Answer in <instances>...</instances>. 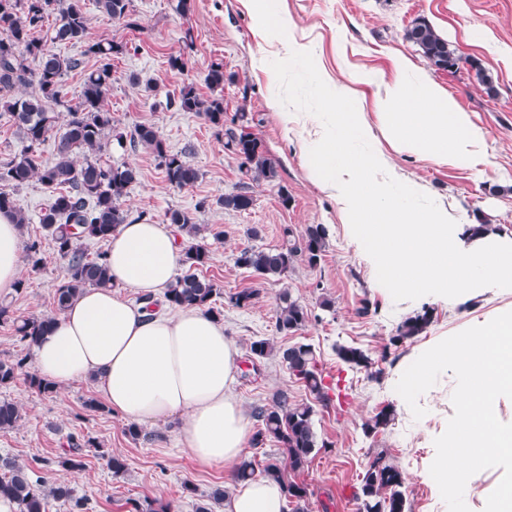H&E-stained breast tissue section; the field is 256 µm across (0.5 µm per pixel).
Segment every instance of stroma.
<instances>
[{
	"label": "stroma",
	"instance_id": "1",
	"mask_svg": "<svg viewBox=\"0 0 512 512\" xmlns=\"http://www.w3.org/2000/svg\"><path fill=\"white\" fill-rule=\"evenodd\" d=\"M292 26L286 40L266 42L258 21L241 0H132L130 20L102 16L95 0H85L87 38L123 44V54L112 60V88L107 104L120 131L135 125H153L169 151L192 146L189 162L201 177L193 186H171L152 153L108 140L101 157L112 166L137 168V181L128 188L122 207L130 216L145 215L152 224L165 223L172 209L193 210L204 197L218 196L248 186L254 203L237 212L212 206L199 212L201 234L210 238L211 261L201 268L223 290L217 306L224 334L238 350L240 371L234 394L245 412L271 403L274 393L288 392L291 400L308 401L309 393L279 357L271 356L248 366L249 344L264 337L287 347L312 345L318 368L329 393L327 405L317 406L318 436L333 447L320 451L297 476L310 491V512H358L355 492L359 477L376 457L399 468L404 478L407 512H448L434 485L422 477L434 437L453 412V376L439 378L426 415L414 419L391 387L395 374L416 354L469 326L512 310V294L483 295L461 304L433 301V321L421 336L399 346L390 339L397 325L414 310L391 299L378 287L372 270L351 245L338 206L330 192L313 182L306 161L316 149L307 134L287 131L270 106L271 79L313 92L312 72L323 68L351 91L355 105L374 113L398 62H408L449 94L461 111L486 132L485 164L465 166L394 154L400 178L415 182L449 215L491 224L495 232L512 237V0H280ZM426 18L438 34L452 44L462 61L456 72L430 66L405 30L416 18ZM307 47V55L287 58L285 41ZM265 55L266 70L254 59ZM183 57L185 70L169 65ZM478 59L492 75L496 87L487 94L471 70ZM224 66V111L239 116L247 132L259 139L276 169L273 179H253L242 160L228 151L224 137L194 112L166 107V95L194 84L202 97L211 91L205 76L212 64ZM17 209L29 222L23 239L40 238L41 271L24 269V287L4 299L14 315H50L54 293L67 275V262L45 239L39 222L49 196L38 181L12 193ZM328 230L327 248L314 267L297 262L279 279H263L238 267V253L254 245L275 248L283 243V227L302 234L307 225ZM257 228L258 236L247 233ZM255 288L259 296L246 309L229 304L228 294ZM290 293L308 310L311 319L294 335L277 328L282 293ZM334 301L331 310L320 307L322 298ZM369 313H362V306ZM353 345L373 360L375 371L348 368L336 356L335 345ZM90 383L78 382L44 395L24 380L0 387V400L17 403L24 419L19 427L0 432V456H10L34 468L47 484L64 483L87 497L92 512H124L126 500H162L175 512H196L211 492L226 486L223 469L199 465L178 443L181 419L167 423H141L139 438L125 432L126 420L112 412H93L84 406L96 396ZM393 407L394 421L376 434L365 435L364 424L384 407ZM85 447L83 466L75 471L57 461L72 443ZM121 455L127 470L113 476L107 453ZM195 494H187L184 483Z\"/></svg>",
	"mask_w": 512,
	"mask_h": 512
}]
</instances>
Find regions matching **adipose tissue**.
I'll return each instance as SVG.
<instances>
[{"instance_id":"1","label":"adipose tissue","mask_w":512,"mask_h":512,"mask_svg":"<svg viewBox=\"0 0 512 512\" xmlns=\"http://www.w3.org/2000/svg\"><path fill=\"white\" fill-rule=\"evenodd\" d=\"M285 124L316 138L308 161L313 179L329 189L360 259L397 300L461 302L512 293V239L473 235L417 184L401 183L378 144L357 150L370 127L363 113L327 87L318 112H288ZM378 123L398 151L474 167L484 161V130L425 80L399 70L379 101ZM182 258L176 237L161 224H123L109 245L112 287L84 290L34 348V367L62 386L92 382L112 412L138 421L185 418L178 441L204 466L233 475L249 439L248 418L232 393L238 351L224 322L198 307L149 313L123 295L133 288L160 298ZM22 273L21 238L0 213V295L12 294ZM278 482L236 483L224 512H282Z\"/></svg>"}]
</instances>
